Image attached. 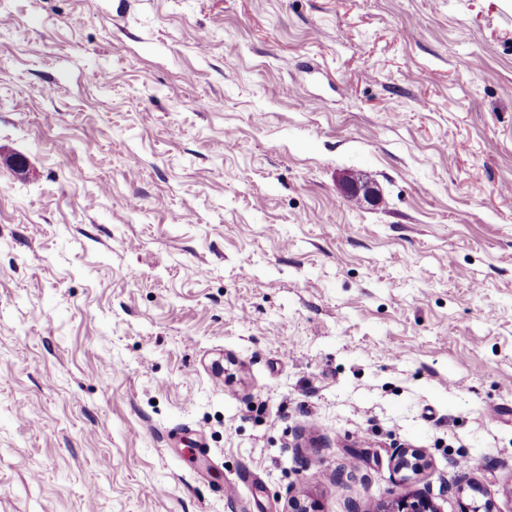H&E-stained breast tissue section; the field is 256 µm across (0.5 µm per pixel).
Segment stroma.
<instances>
[{"label": "stroma", "instance_id": "35a3bbf8", "mask_svg": "<svg viewBox=\"0 0 512 512\" xmlns=\"http://www.w3.org/2000/svg\"><path fill=\"white\" fill-rule=\"evenodd\" d=\"M420 492L512 512V6L0 0V512Z\"/></svg>", "mask_w": 512, "mask_h": 512}]
</instances>
